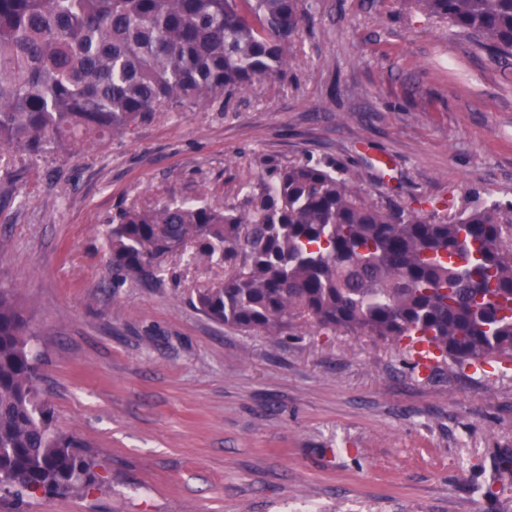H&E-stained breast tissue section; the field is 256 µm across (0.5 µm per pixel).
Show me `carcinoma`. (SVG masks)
I'll return each mask as SVG.
<instances>
[{
    "label": "carcinoma",
    "instance_id": "cac0c4a2",
    "mask_svg": "<svg viewBox=\"0 0 512 512\" xmlns=\"http://www.w3.org/2000/svg\"><path fill=\"white\" fill-rule=\"evenodd\" d=\"M512 61V0H409ZM309 0H0V151L79 154L160 112L211 104L287 74ZM512 206L467 203L445 218L367 201L338 167L277 168L234 204L128 208L107 234L112 268L154 276L185 243L224 281L194 305L239 331L298 322L398 343L426 341L456 366L512 364ZM29 324L0 283V494L79 495L87 443L39 397Z\"/></svg>",
    "mask_w": 512,
    "mask_h": 512
}]
</instances>
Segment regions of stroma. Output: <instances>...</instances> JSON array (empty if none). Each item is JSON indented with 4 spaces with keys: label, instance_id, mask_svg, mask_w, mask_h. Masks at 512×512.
I'll use <instances>...</instances> for the list:
<instances>
[{
    "label": "stroma",
    "instance_id": "1",
    "mask_svg": "<svg viewBox=\"0 0 512 512\" xmlns=\"http://www.w3.org/2000/svg\"><path fill=\"white\" fill-rule=\"evenodd\" d=\"M342 165L372 202L512 203V67L407 0H314L281 79L72 155L0 158V282L19 290L55 425L91 445L80 496L0 512H512V369L309 324L240 332L192 303L188 250L116 280L123 207L231 204L272 167Z\"/></svg>",
    "mask_w": 512,
    "mask_h": 512
}]
</instances>
